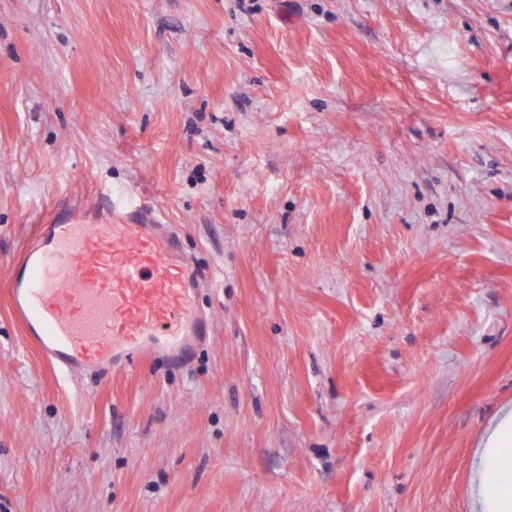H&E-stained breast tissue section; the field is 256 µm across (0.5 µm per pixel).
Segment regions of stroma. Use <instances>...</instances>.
<instances>
[{"label": "stroma", "instance_id": "stroma-1", "mask_svg": "<svg viewBox=\"0 0 512 512\" xmlns=\"http://www.w3.org/2000/svg\"><path fill=\"white\" fill-rule=\"evenodd\" d=\"M156 209L184 363L63 378L38 224ZM512 405V0H0V512H472Z\"/></svg>", "mask_w": 512, "mask_h": 512}]
</instances>
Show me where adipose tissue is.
Masks as SVG:
<instances>
[{"label":"adipose tissue","instance_id":"1","mask_svg":"<svg viewBox=\"0 0 512 512\" xmlns=\"http://www.w3.org/2000/svg\"><path fill=\"white\" fill-rule=\"evenodd\" d=\"M474 468V512H512V406L486 428Z\"/></svg>","mask_w":512,"mask_h":512}]
</instances>
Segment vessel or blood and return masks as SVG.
Segmentation results:
<instances>
[{"instance_id":"vessel-or-blood-1","label":"vessel or blood","mask_w":512,"mask_h":512,"mask_svg":"<svg viewBox=\"0 0 512 512\" xmlns=\"http://www.w3.org/2000/svg\"><path fill=\"white\" fill-rule=\"evenodd\" d=\"M200 275L155 211L102 220L72 209L39 225L9 271L14 318L63 375L179 357L207 333Z\"/></svg>"}]
</instances>
